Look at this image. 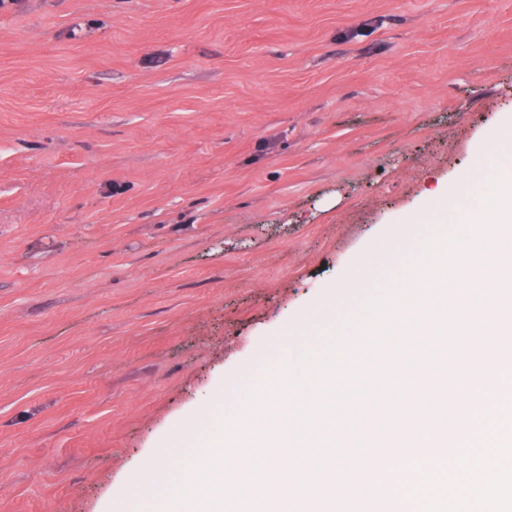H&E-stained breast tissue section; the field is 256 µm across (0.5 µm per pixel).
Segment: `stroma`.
<instances>
[{"mask_svg": "<svg viewBox=\"0 0 512 512\" xmlns=\"http://www.w3.org/2000/svg\"><path fill=\"white\" fill-rule=\"evenodd\" d=\"M510 116L512 0L0 11V512H103Z\"/></svg>", "mask_w": 512, "mask_h": 512, "instance_id": "1", "label": "stroma"}]
</instances>
